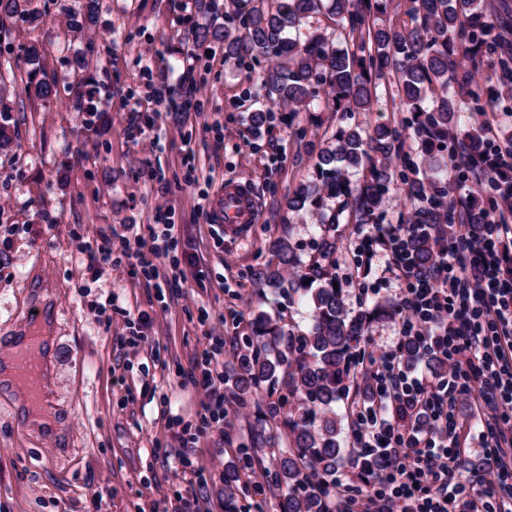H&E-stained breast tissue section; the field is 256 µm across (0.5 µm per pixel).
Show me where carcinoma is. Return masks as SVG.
I'll use <instances>...</instances> for the list:
<instances>
[{"label": "carcinoma", "mask_w": 512, "mask_h": 512, "mask_svg": "<svg viewBox=\"0 0 512 512\" xmlns=\"http://www.w3.org/2000/svg\"><path fill=\"white\" fill-rule=\"evenodd\" d=\"M392 0H231L224 23L205 24L195 30L200 42H224V61L241 66L259 58L276 59L261 75L265 97L304 112L319 94H325L332 112H368L377 86L399 75L397 109L410 113L409 127L419 142L418 157L405 153L395 128L379 125L367 132L357 127L339 130L321 148L315 162V179L301 182L288 192L286 205L294 212L313 211L319 222L336 230L345 208L369 224L377 218L383 197L394 186L392 161L401 165L402 190L411 199L426 203L411 213L406 224H438L455 209L448 184V166L432 165L448 152V130L453 128L460 100L479 103L512 99V83L487 90L472 72L481 68L488 54H508L494 35L495 22L483 0H405L407 20L399 27L380 26ZM28 0H0V22L24 11ZM76 27L90 25L97 0H80L78 7L64 6ZM321 15L327 27L303 33L304 21ZM10 107L0 108V149L13 142L9 129ZM471 154L472 166L461 171L462 183L485 175L482 154L486 147L482 130L459 138ZM348 168H360L364 180L352 184ZM512 183L505 170L494 180L497 193L487 198L464 199L472 214L484 220L490 209L503 204L499 188ZM342 199L343 206L330 208L326 201ZM416 273L429 278L435 266L434 241L418 230L405 229ZM276 264L254 271L260 285L282 288L283 268L293 262L288 244L273 247ZM316 282L314 288H290L306 299L309 327L301 335L285 331L278 321L260 312L254 319L251 351L230 376L236 399L257 394L262 386L279 384L301 403L290 407L280 400L269 406L270 418H281L288 446L270 448L274 473L271 495L279 498L280 512H336V484L344 449L342 420L335 411L349 391L350 364L365 342L372 317L389 311L384 304L350 313L341 291L334 289L336 276L322 266L302 275Z\"/></svg>", "instance_id": "carcinoma-1"}]
</instances>
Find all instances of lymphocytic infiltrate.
<instances>
[{"label":"lymphocytic infiltrate","instance_id":"f902f5d3","mask_svg":"<svg viewBox=\"0 0 512 512\" xmlns=\"http://www.w3.org/2000/svg\"><path fill=\"white\" fill-rule=\"evenodd\" d=\"M442 247L431 278L419 277L399 224H363L356 232L355 279L368 295L375 251L403 283L397 302L400 343L353 361L350 399L360 457L375 474L360 490L336 498V512H512V208L474 223L470 210L433 225ZM417 341L448 369L438 380L407 372L404 340ZM221 337H209L195 359L192 381L224 421ZM476 407L487 465H467L460 444L459 406Z\"/></svg>","mask_w":512,"mask_h":512}]
</instances>
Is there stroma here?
I'll use <instances>...</instances> for the list:
<instances>
[{"label":"stroma","instance_id":"1","mask_svg":"<svg viewBox=\"0 0 512 512\" xmlns=\"http://www.w3.org/2000/svg\"><path fill=\"white\" fill-rule=\"evenodd\" d=\"M63 0H33L41 21L16 15L0 25V57L24 46L42 50L54 81L44 104L30 65L11 81L9 125L14 142L0 151V345L26 331L41 313L54 338L50 362L51 429L31 425L20 392L0 389V512H165L182 496L189 512H225L224 470L258 425L255 405L237 414L230 432L206 422V397L188 378L206 335L224 339L219 367L233 373L248 351L261 311L285 329L308 325L299 297L260 287L254 270L273 262L271 245L287 240L296 281L320 261L325 228L315 215L292 213L285 197L314 176L316 150L339 129L395 127L407 152L417 143L396 111L394 88L379 85L368 112H331L324 104L286 121L253 126L268 107L260 76L268 60L247 68L224 62V46L200 43L205 19L196 0H99L90 29L73 32ZM205 91L200 111L175 112L153 102L160 83L172 97L186 79ZM139 99L155 126L137 134L128 98ZM196 157L188 170L185 152ZM245 186L256 202L253 224L237 235L215 224L209 199L225 183ZM174 227L159 276L133 273L123 255ZM128 225L113 239L111 269H86L83 238ZM357 222L336 227L331 265L348 311L394 304L402 286L373 259L376 295L360 300L352 271ZM155 322L129 346L138 315ZM194 434L182 448L179 432ZM165 445L169 457L155 448ZM193 461L183 467L178 455Z\"/></svg>","mask_w":512,"mask_h":512}]
</instances>
